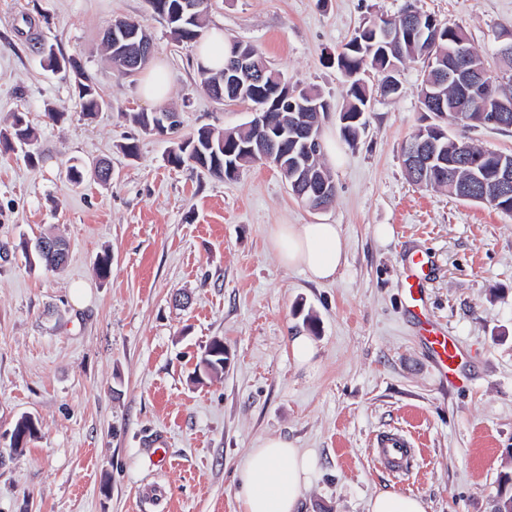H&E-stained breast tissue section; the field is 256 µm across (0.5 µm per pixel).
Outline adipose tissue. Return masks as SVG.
Instances as JSON below:
<instances>
[{"label": "adipose tissue", "instance_id": "obj_1", "mask_svg": "<svg viewBox=\"0 0 512 512\" xmlns=\"http://www.w3.org/2000/svg\"><path fill=\"white\" fill-rule=\"evenodd\" d=\"M270 244L281 264L314 281L332 280L345 260L337 224H279ZM310 461L285 437L263 439L236 472L239 512H298Z\"/></svg>", "mask_w": 512, "mask_h": 512}]
</instances>
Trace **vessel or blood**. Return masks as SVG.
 I'll return each instance as SVG.
<instances>
[{
	"label": "vessel or blood",
	"mask_w": 512,
	"mask_h": 512,
	"mask_svg": "<svg viewBox=\"0 0 512 512\" xmlns=\"http://www.w3.org/2000/svg\"><path fill=\"white\" fill-rule=\"evenodd\" d=\"M431 270L432 260L428 254H413L410 272L406 276V310L420 324L419 339L429 351L440 379L451 382L460 376L463 362L455 336L423 312L424 284ZM370 448L384 468L398 477L409 475L417 457L411 438L397 428L375 434Z\"/></svg>",
	"instance_id": "1"
}]
</instances>
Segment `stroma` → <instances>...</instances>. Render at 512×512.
Returning a JSON list of instances; mask_svg holds the SVG:
<instances>
[{
  "instance_id": "1",
  "label": "stroma",
  "mask_w": 512,
  "mask_h": 512,
  "mask_svg": "<svg viewBox=\"0 0 512 512\" xmlns=\"http://www.w3.org/2000/svg\"><path fill=\"white\" fill-rule=\"evenodd\" d=\"M403 0H210L204 30L251 44L293 84L332 104L328 161L336 198L314 210L275 167L228 181L168 165L173 143L131 116L156 106L140 77L107 61L101 34L127 18L154 38L151 64L170 86L164 105L184 133L249 121L246 105L215 103L194 64L195 43L173 42L146 0H0V129L26 113L42 155L0 150V512H238L236 471L250 448L283 436L312 467L300 512H366L375 493L422 498L427 512H494L512 473V214L412 184L400 149L419 126L420 64L402 93L376 98L354 144L339 137L346 84L327 58L367 17ZM465 28L498 70L512 0H419ZM82 59L111 109L86 116L72 81L43 68L32 37ZM63 113L55 122L51 113ZM136 142L128 156L122 146ZM112 165V180L66 179L73 163ZM277 224H337L346 262L317 284L281 265ZM392 227L384 241L378 225ZM63 236L64 268L31 266L22 239ZM429 254L426 306L457 338L467 381H441L407 314L414 252ZM112 258L108 277L96 271ZM311 332L315 369L296 368L288 338ZM222 340V373L198 369ZM39 435L10 446L22 415ZM402 427L420 444L409 482L366 450L371 434ZM166 445L159 461L157 442Z\"/></svg>"
}]
</instances>
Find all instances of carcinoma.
Instances as JSON below:
<instances>
[{"label": "carcinoma", "mask_w": 512, "mask_h": 512, "mask_svg": "<svg viewBox=\"0 0 512 512\" xmlns=\"http://www.w3.org/2000/svg\"><path fill=\"white\" fill-rule=\"evenodd\" d=\"M175 2L177 0H148L151 11L164 23L174 41H193L199 35L202 14L208 8L209 0H200L199 15L186 23L172 21L170 6ZM384 26L391 27L393 38L398 40L397 44L388 46L380 42L379 34ZM460 41L465 42V47L468 48L469 66L477 70L485 69L484 61L471 48L467 32L460 26H450L434 15L419 10L416 0H404L403 7L395 17L375 15L361 23L344 50L331 60L344 76L347 87V104L341 114V132L344 139L352 143L364 130L365 114L370 109L374 93L379 91L376 81L385 80L389 73L395 78L398 77L401 68L409 63H422L424 74L418 97L422 111H430L428 102L432 100L433 86L439 82L440 68H448V50ZM246 50L250 51L262 66L257 83L247 85L231 94L224 93V101L245 104L251 110L263 108L267 103L256 93V89L275 84L276 80L282 77V73L269 64L258 48L241 43H234L231 47L233 54ZM197 73L208 94L215 95L216 84L221 80L223 71L213 72L200 68ZM300 95L319 104V110L306 113L308 122L319 126L320 117L331 110L330 102L312 88L302 89ZM77 96L82 110L89 115L109 105V101L99 93L94 78L87 73L84 74V79L78 81ZM499 99L512 100V85L506 88L496 79L493 92L483 101V105L493 109L497 107ZM132 120L145 133L176 134L180 127L177 113L166 109L157 112H136ZM428 129L441 132V136L435 138L436 151L444 161L443 168L448 171V176L442 179L428 175L421 178L411 172L409 176L412 181L427 189L443 188L448 191V195L457 199L466 191L482 204L512 213L511 192L497 195L490 185H483L475 179V175L480 172H493L501 160L511 159L512 153L491 151L473 144L470 164H463L456 158L454 136L448 134V129L441 124L431 123L419 127L412 137L415 138ZM34 140V129L23 112L13 113L9 126L4 130L0 129V142L11 148L16 145L29 146ZM257 140L258 134L249 125L232 131L201 127L195 133L179 138L169 152L167 162L173 167H181L190 162L215 176L234 180L242 167L256 162L253 155L243 152V148L255 144ZM40 242L39 238L33 243L27 240L21 242L25 259H31L51 270L61 268L65 261L49 259L40 251ZM199 367L207 374L224 371L223 352L216 349L204 350ZM37 433V423L30 421L25 415L21 416L13 429V436L17 438L13 448L23 451ZM495 512H512V475L509 473L502 476Z\"/></svg>", "instance_id": "cac0c4a2"}]
</instances>
